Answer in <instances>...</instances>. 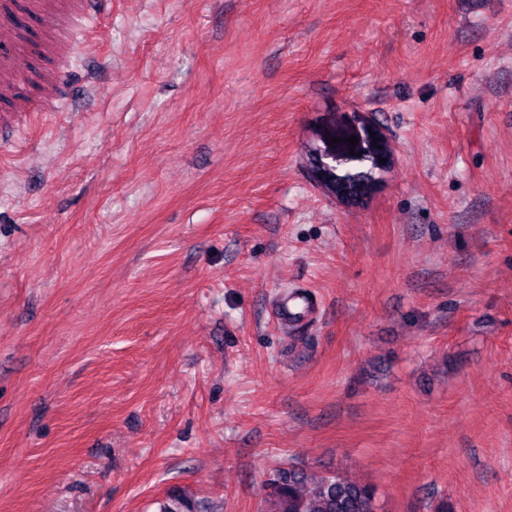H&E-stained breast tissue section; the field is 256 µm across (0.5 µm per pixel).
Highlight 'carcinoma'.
Masks as SVG:
<instances>
[{"label": "carcinoma", "instance_id": "obj_1", "mask_svg": "<svg viewBox=\"0 0 512 512\" xmlns=\"http://www.w3.org/2000/svg\"><path fill=\"white\" fill-rule=\"evenodd\" d=\"M266 489V512H375V492L370 485L335 474L310 481L293 464L277 469ZM160 512L198 510L192 500L175 496Z\"/></svg>", "mask_w": 512, "mask_h": 512}]
</instances>
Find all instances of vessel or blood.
<instances>
[{"instance_id": "b4317fda", "label": "vessel or blood", "mask_w": 512, "mask_h": 512, "mask_svg": "<svg viewBox=\"0 0 512 512\" xmlns=\"http://www.w3.org/2000/svg\"><path fill=\"white\" fill-rule=\"evenodd\" d=\"M110 0H27L26 13L37 20L42 34L43 49L63 55L75 32L78 19L86 17L92 10H107ZM20 56L0 52V96L13 101L17 112L40 111V104L17 96L16 85L24 76ZM312 301L305 289L285 295L276 302V313L284 323L291 324L305 319Z\"/></svg>"}]
</instances>
